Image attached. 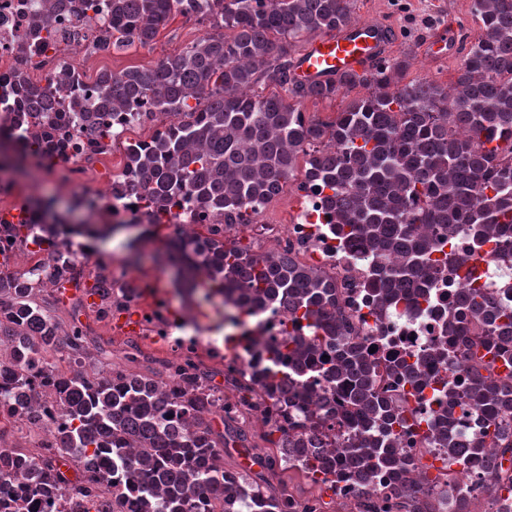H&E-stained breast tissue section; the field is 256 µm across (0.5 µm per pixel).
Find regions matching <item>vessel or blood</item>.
<instances>
[{"label":"vessel or blood","mask_w":512,"mask_h":512,"mask_svg":"<svg viewBox=\"0 0 512 512\" xmlns=\"http://www.w3.org/2000/svg\"><path fill=\"white\" fill-rule=\"evenodd\" d=\"M386 42L384 27L352 23L335 35L313 39L298 57L293 78L310 85L361 71L383 54Z\"/></svg>","instance_id":"vessel-or-blood-1"}]
</instances>
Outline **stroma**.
Returning a JSON list of instances; mask_svg holds the SVG:
<instances>
[{"instance_id": "35a3bbf8", "label": "stroma", "mask_w": 512, "mask_h": 512, "mask_svg": "<svg viewBox=\"0 0 512 512\" xmlns=\"http://www.w3.org/2000/svg\"><path fill=\"white\" fill-rule=\"evenodd\" d=\"M469 6L470 0H353L352 11L354 21L376 23L389 31L392 37L390 56L410 57L411 66L405 74L406 80L427 78L447 86L455 80L462 62V42H474L481 34L478 23L469 13ZM441 30L452 32L453 41L444 53L437 54L431 51L428 43ZM210 31L209 24L178 15L148 47L134 46L109 55L87 51L76 57L74 64L90 79L105 69L118 72L131 67L148 68L163 57L182 51ZM17 185L30 198L53 200L56 212L64 217L67 225L79 230L92 228L93 255L82 254V237H75L72 247L85 274H93L96 264L101 261L125 262L127 232H113L108 224L89 225L87 217L75 203V191L63 187L54 174L29 169L18 175ZM78 297V292L65 293L58 288L48 289L46 293L52 312L62 326L79 320L88 334L89 348H100L102 362L125 365L129 352L126 336L113 333L111 319H99L97 308L92 303H85L80 314H73L72 308ZM270 482L275 486L285 485L288 493L299 501L323 497L328 504V512H352L351 503L337 498L324 486L310 482L301 472L284 471L271 477Z\"/></svg>"}]
</instances>
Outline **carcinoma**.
<instances>
[{"label":"carcinoma","instance_id":"obj_1","mask_svg":"<svg viewBox=\"0 0 512 512\" xmlns=\"http://www.w3.org/2000/svg\"><path fill=\"white\" fill-rule=\"evenodd\" d=\"M198 14L213 32L151 68L102 71L94 79L97 102L119 109L147 100L161 118L170 116L151 143L125 146L124 177L144 193L151 213H168L181 203L220 215L234 224H256L263 210L295 177L304 155L303 180L322 189V207L345 237L369 243L380 263L369 285V300L383 305L405 299L417 281L448 264L443 245L423 233L425 224H445L448 236L462 224L473 225L479 242L499 226H512V0H472L471 16L483 34L466 52L455 83L446 88L433 80L399 84L409 68L408 56L382 58L360 73L309 86L292 81V40L309 31L333 32L353 21L352 0H111L110 27L95 40L108 52L151 45L176 15ZM272 87L263 94L258 87ZM357 87L355 98L331 121L305 115V98H332ZM87 130L97 140L112 137L98 113L83 112ZM9 138L15 152L0 157V166L16 170L40 157L41 145L20 133ZM4 237L21 247L33 245L41 255L25 270L0 271V351L9 355L17 402L38 382L34 369L56 382L67 424L36 459L25 448L0 454V487L16 471L33 475L31 492L78 483L58 466L82 448L111 452L104 490L87 493L94 512H115L123 491L110 480L112 469L129 468L143 487L132 512H201L203 501L217 500L214 512H324L325 502L312 497L302 503L275 493L248 475L224 467V447L239 446L275 475L285 469L323 474L319 483L336 490L329 478L326 449L287 431L276 452L258 455L247 432L237 425L243 414L212 384L213 372L202 363L163 359L145 374L115 369L113 375L89 380L82 367L93 363L87 332L77 324L65 330L40 299L47 285L72 283L83 273L70 247L57 241V224H1ZM162 256L184 268L193 280L211 288H232L241 305L259 309L275 301L304 323L305 334L282 337L277 354L306 366L328 350L323 375L342 391L341 409L360 419L339 444L344 471L365 489L376 475L400 476L393 485L398 512H437L424 485L412 477L427 465L395 456L393 443L400 424L395 401L378 390L380 364L367 342L350 335L342 318L336 281L297 259L291 250L256 252L231 246L211 234L180 231L162 241ZM465 269L466 288L458 305L483 326L485 335L433 346V357L467 364L466 403L490 421L512 414V352L501 350L498 336H512V309L489 303L468 267L470 258H454ZM110 270L97 266L87 290L100 299L99 313L112 306L107 284ZM499 362L509 380L480 371L483 359ZM423 359H401V373L413 393L422 388ZM239 385L273 400L275 414L288 418L296 393L288 385L241 375ZM177 388L167 390L170 382ZM224 410V431L214 428ZM433 443L448 451V462L466 465L480 445L463 449L442 428ZM137 446L132 460L124 449ZM485 492L495 496L512 485V443L500 449L484 473Z\"/></svg>","mask_w":512,"mask_h":512}]
</instances>
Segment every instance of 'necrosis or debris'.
Masks as SVG:
<instances>
[{
    "mask_svg": "<svg viewBox=\"0 0 512 512\" xmlns=\"http://www.w3.org/2000/svg\"><path fill=\"white\" fill-rule=\"evenodd\" d=\"M110 0H0V124L28 130L35 135L52 163L51 171L68 186L80 188L83 196L95 197L99 207L92 219L132 226L175 224L191 230L207 224L224 229L223 220H203L196 208L186 206L166 215L149 214L138 192L125 189L123 195L93 185L91 167L109 163L110 146L94 148L90 138L78 132L70 102L81 98L85 111H94L96 98L88 82L64 88L49 86L51 76L70 68L76 53L86 51L99 29L109 20ZM37 80L53 101L52 123L41 124L35 117L38 107L15 83L16 76ZM302 205L288 224H251L247 230L256 241L276 249H293L299 260L315 265L333 277L341 311L352 335L367 338L377 357L395 360L423 353L446 338L441 326L451 315L456 297L464 288L463 272L456 264L432 271L433 288L416 291L413 302H393L375 306L367 298L368 283L375 270L376 257L369 245L337 235L312 187L297 191ZM446 251L472 257L477 267V287L490 300L512 307V237L496 235L475 244L468 234L455 237ZM112 322L129 335L150 341L158 350L178 360L208 357L222 362L224 372L269 375L272 349L291 324L281 305L272 304L242 317L239 304L224 302L221 320L201 318L193 297L173 305L170 290L141 273L112 269ZM425 384L420 397L402 403L405 429L394 450L403 458L424 459L439 469L438 482L429 490L442 501L451 499V483L468 484L473 496L484 493L480 478L495 451L501 435L512 438V415L497 417L487 424L483 414L467 406L461 396L460 378L464 366L458 360L440 363L428 360L422 366ZM289 383L302 387L304 402L294 409L285 428L314 439H335L347 430L335 407L340 395L334 394L327 379L314 369H288ZM444 397H435L439 388ZM447 411L458 443L468 447L482 443L484 454L470 459L467 467L452 465L439 449L430 448L427 437L436 424L438 411ZM85 496L74 490H61L52 503L35 498L17 503L15 496L0 502V512H86Z\"/></svg>",
    "mask_w": 512,
    "mask_h": 512,
    "instance_id": "1",
    "label": "necrosis or debris"
}]
</instances>
